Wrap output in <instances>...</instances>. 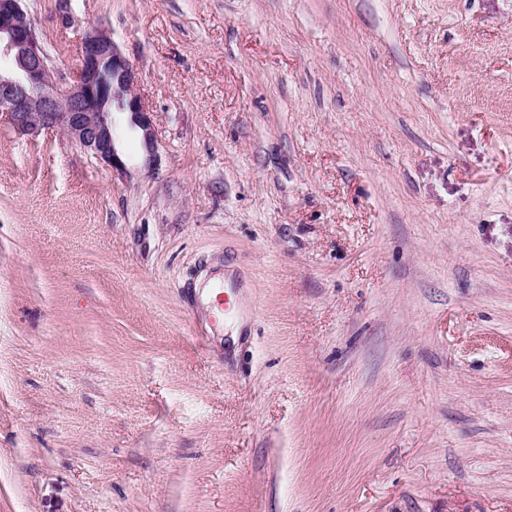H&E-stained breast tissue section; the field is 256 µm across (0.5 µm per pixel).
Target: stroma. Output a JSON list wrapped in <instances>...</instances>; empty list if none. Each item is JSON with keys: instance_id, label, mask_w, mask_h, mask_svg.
I'll return each mask as SVG.
<instances>
[{"instance_id": "stroma-1", "label": "stroma", "mask_w": 512, "mask_h": 512, "mask_svg": "<svg viewBox=\"0 0 512 512\" xmlns=\"http://www.w3.org/2000/svg\"><path fill=\"white\" fill-rule=\"evenodd\" d=\"M23 6L160 161L0 123V512H512V0Z\"/></svg>"}]
</instances>
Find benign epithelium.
<instances>
[{
	"instance_id": "obj_1",
	"label": "benign epithelium",
	"mask_w": 512,
	"mask_h": 512,
	"mask_svg": "<svg viewBox=\"0 0 512 512\" xmlns=\"http://www.w3.org/2000/svg\"><path fill=\"white\" fill-rule=\"evenodd\" d=\"M2 57L11 59L12 68L0 70V120L15 133L58 131L125 176L126 158L117 147L120 114L141 141L145 164L158 163L154 122L135 91L136 72L107 31L92 27L83 33L77 67L62 84L49 68L23 0H0Z\"/></svg>"
}]
</instances>
